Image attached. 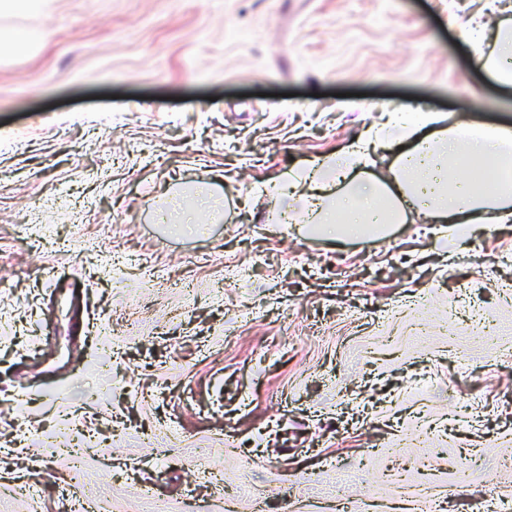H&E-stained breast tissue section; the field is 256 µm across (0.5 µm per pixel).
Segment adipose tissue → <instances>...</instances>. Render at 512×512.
I'll return each mask as SVG.
<instances>
[{"mask_svg": "<svg viewBox=\"0 0 512 512\" xmlns=\"http://www.w3.org/2000/svg\"><path fill=\"white\" fill-rule=\"evenodd\" d=\"M488 36L492 49L488 72L512 86V16L491 29L476 25L470 39ZM440 118L423 112L416 119L388 113L344 152L309 160L303 171H288L277 180V218L310 225L327 235L384 236L388 225L445 224L461 233L471 225L512 222V166L501 168L492 184L463 176V169L491 165L512 145V129H478L466 115L444 130ZM390 154L388 172L363 178L360 167L376 152Z\"/></svg>", "mask_w": 512, "mask_h": 512, "instance_id": "1", "label": "adipose tissue"}]
</instances>
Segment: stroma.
Masks as SVG:
<instances>
[{
	"label": "stroma",
	"mask_w": 512,
	"mask_h": 512,
	"mask_svg": "<svg viewBox=\"0 0 512 512\" xmlns=\"http://www.w3.org/2000/svg\"><path fill=\"white\" fill-rule=\"evenodd\" d=\"M495 7H0L40 35L0 48V512H512V223L264 221L382 113L512 127L463 36ZM75 426L79 470L41 442Z\"/></svg>",
	"instance_id": "stroma-1"
}]
</instances>
